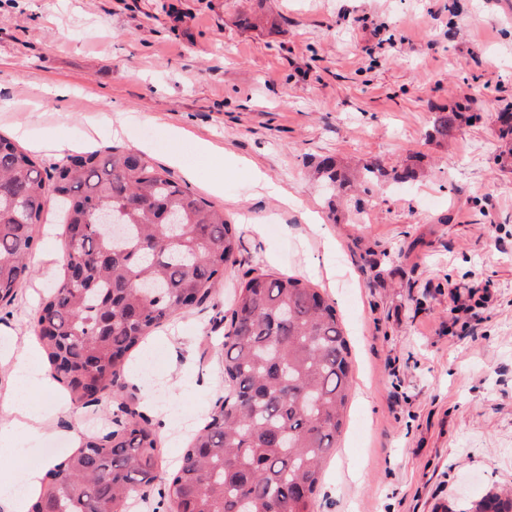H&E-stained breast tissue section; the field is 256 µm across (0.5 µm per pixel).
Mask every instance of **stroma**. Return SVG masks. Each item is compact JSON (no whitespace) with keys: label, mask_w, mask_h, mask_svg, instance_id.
Segmentation results:
<instances>
[{"label":"stroma","mask_w":512,"mask_h":512,"mask_svg":"<svg viewBox=\"0 0 512 512\" xmlns=\"http://www.w3.org/2000/svg\"><path fill=\"white\" fill-rule=\"evenodd\" d=\"M254 12L268 24L238 25ZM463 101L481 120L434 135L437 112ZM510 102L512 0H0L1 135L45 168L66 145L143 151L241 237L215 295L161 325L111 394L62 411L56 392L33 390L47 435L0 467L70 454L71 431L111 428L122 403L168 417L158 448L174 469L188 430L224 398L234 291L270 270L322 288L351 351L318 512H462L512 490V166L495 162L494 121ZM199 142L228 171L199 157ZM326 155L388 169L417 156L431 173L376 186L363 213L332 221L307 174ZM281 188L300 207H283ZM61 233L47 207L32 273L0 305V349L32 341L62 273ZM396 246L394 274L375 280L365 249ZM473 289L490 302L455 316L453 293Z\"/></svg>","instance_id":"stroma-1"}]
</instances>
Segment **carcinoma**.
I'll return each instance as SVG.
<instances>
[{"label": "carcinoma", "instance_id": "cac0c4a2", "mask_svg": "<svg viewBox=\"0 0 512 512\" xmlns=\"http://www.w3.org/2000/svg\"><path fill=\"white\" fill-rule=\"evenodd\" d=\"M477 113L440 112L446 137ZM327 207L379 182L414 183L417 164L342 170L318 162ZM63 213L65 264L36 320L52 378L78 402L112 390L131 354L173 314L207 299L237 263L240 236L224 211L190 192L145 155L111 149L41 170L0 135V302L29 275L50 196ZM102 213L122 224L111 235ZM349 347L335 307L295 276H248L224 333V402L163 476L157 436L141 414L87 435L52 461L29 512H127L130 487L158 483L173 512H315L323 468L336 448L352 390ZM470 512H512V497L485 495Z\"/></svg>", "mask_w": 512, "mask_h": 512}]
</instances>
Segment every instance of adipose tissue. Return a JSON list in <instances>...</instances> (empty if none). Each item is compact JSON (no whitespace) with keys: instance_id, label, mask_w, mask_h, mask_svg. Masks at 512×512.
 Segmentation results:
<instances>
[{"instance_id":"ef3b65f1","label":"adipose tissue","mask_w":512,"mask_h":512,"mask_svg":"<svg viewBox=\"0 0 512 512\" xmlns=\"http://www.w3.org/2000/svg\"><path fill=\"white\" fill-rule=\"evenodd\" d=\"M35 346L0 352V366L7 368L14 379L13 387L0 395V410L9 418L0 422V456L17 457L24 443L42 438L45 430L29 401L33 389H51L55 382L45 370L36 371L32 361ZM42 472L29 468L21 472L0 468V506L5 512H28L30 502L41 491Z\"/></svg>"}]
</instances>
